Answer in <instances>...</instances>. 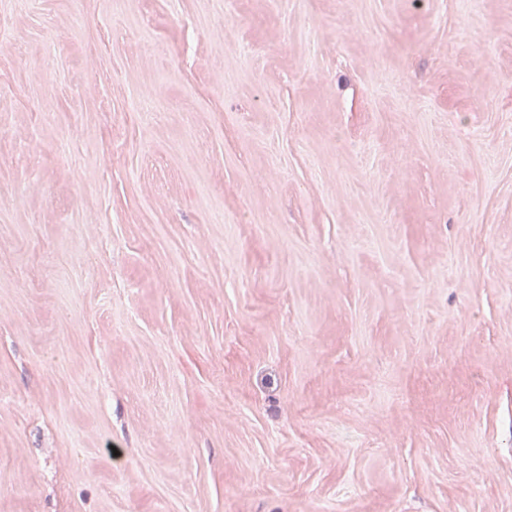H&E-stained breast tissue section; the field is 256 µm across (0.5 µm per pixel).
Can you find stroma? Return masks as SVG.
Segmentation results:
<instances>
[{
  "instance_id": "35a3bbf8",
  "label": "stroma",
  "mask_w": 512,
  "mask_h": 512,
  "mask_svg": "<svg viewBox=\"0 0 512 512\" xmlns=\"http://www.w3.org/2000/svg\"><path fill=\"white\" fill-rule=\"evenodd\" d=\"M0 512H512V0H0Z\"/></svg>"
}]
</instances>
